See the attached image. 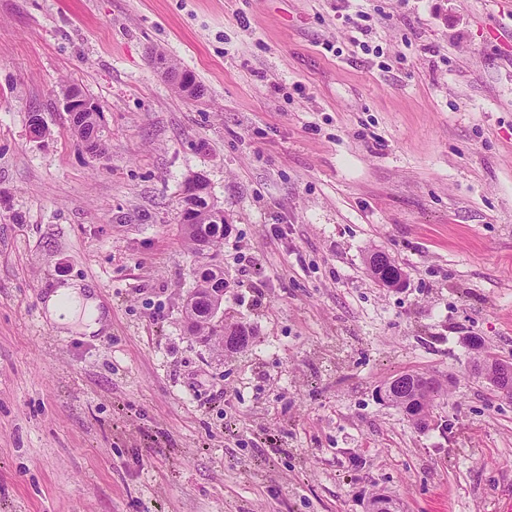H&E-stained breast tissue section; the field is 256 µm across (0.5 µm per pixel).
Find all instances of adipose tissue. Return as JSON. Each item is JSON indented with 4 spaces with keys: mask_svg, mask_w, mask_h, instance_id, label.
I'll return each mask as SVG.
<instances>
[{
    "mask_svg": "<svg viewBox=\"0 0 512 512\" xmlns=\"http://www.w3.org/2000/svg\"><path fill=\"white\" fill-rule=\"evenodd\" d=\"M47 317L58 326L72 327L92 335L107 326V320L90 287L69 280L48 292L43 301Z\"/></svg>",
    "mask_w": 512,
    "mask_h": 512,
    "instance_id": "1",
    "label": "adipose tissue"
}]
</instances>
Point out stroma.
<instances>
[{
    "label": "stroma",
    "mask_w": 512,
    "mask_h": 512,
    "mask_svg": "<svg viewBox=\"0 0 512 512\" xmlns=\"http://www.w3.org/2000/svg\"><path fill=\"white\" fill-rule=\"evenodd\" d=\"M194 174L229 226L236 354L183 308ZM67 280L101 335L46 317ZM469 336L512 359L498 0H0V512H512V398ZM404 372L453 381L428 428L377 397ZM64 108L66 112H77L72 128L79 145L93 155H103L106 147L99 128L100 112H96V104L83 95L71 93L64 96ZM381 256H384V258ZM371 257L372 259L369 271L374 279L384 286L392 288L398 287L401 283V271L395 261L383 252H375L370 256V258ZM225 332H232V336H227L228 341L226 342L224 340V349L227 351L234 352L245 349L252 343V336L245 327L235 324H225L224 327H222V334L219 335L225 337Z\"/></svg>",
    "instance_id": "obj_1"
}]
</instances>
